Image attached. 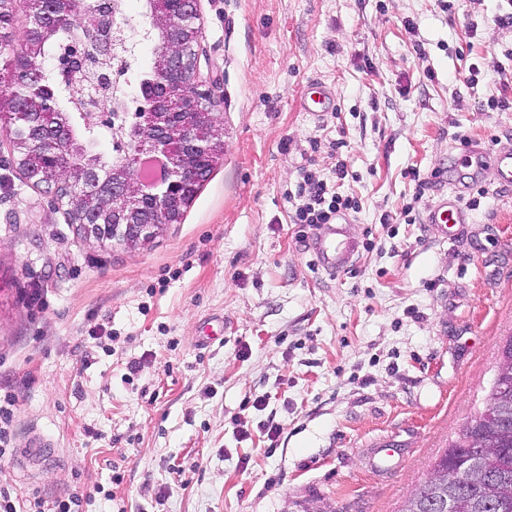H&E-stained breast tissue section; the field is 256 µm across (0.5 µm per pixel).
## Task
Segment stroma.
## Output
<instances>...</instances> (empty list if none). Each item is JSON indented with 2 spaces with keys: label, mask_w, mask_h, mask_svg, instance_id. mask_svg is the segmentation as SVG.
I'll return each mask as SVG.
<instances>
[{
  "label": "stroma",
  "mask_w": 512,
  "mask_h": 512,
  "mask_svg": "<svg viewBox=\"0 0 512 512\" xmlns=\"http://www.w3.org/2000/svg\"><path fill=\"white\" fill-rule=\"evenodd\" d=\"M452 2L201 0L224 158L141 248L84 240L0 142V489L18 512H400L512 337V190L489 165L453 172L457 133L512 152V0ZM315 83L334 95L319 117ZM414 167L441 172L419 200ZM305 169L361 202L351 272L322 271L317 229L292 221ZM451 193L468 222L449 239L426 214ZM33 437L52 452L28 455ZM379 438L406 455L374 472Z\"/></svg>",
  "instance_id": "35a3bbf8"
}]
</instances>
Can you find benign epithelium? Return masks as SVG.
<instances>
[{
  "instance_id": "7a95c632",
  "label": "benign epithelium",
  "mask_w": 512,
  "mask_h": 512,
  "mask_svg": "<svg viewBox=\"0 0 512 512\" xmlns=\"http://www.w3.org/2000/svg\"><path fill=\"white\" fill-rule=\"evenodd\" d=\"M198 2L166 0L165 9L150 13L149 27L159 31L161 38L155 65L167 72L169 81L153 89L130 117L99 111L112 101V71L104 68L115 49L108 0H93L87 9L92 23L83 27L79 42L58 57L56 64L50 65L46 56L35 54L15 73L17 83L30 87L41 84L48 73L55 77L56 95L13 100L27 116L29 145L49 153L54 160L51 179L37 182L27 176L25 180L53 198L67 224L71 223L69 209L62 198L68 196L77 203L87 195L95 196L100 203L96 217L105 223L83 225L81 235L89 242L102 245L108 238L129 248L150 242L171 224L172 203L203 181L206 168L221 161L214 149L224 144V128L215 112L213 91L203 88L201 63H209V58L202 48L204 25ZM77 6L78 0H35L34 8L28 11L27 32L71 28ZM73 73L88 84L85 96L73 100L87 128L129 125L139 131L122 141L123 163L111 167L102 178L98 177V166L80 165L73 159L67 125L45 129L37 122L41 112L55 108L56 96L71 92ZM191 126L202 128L201 137L188 143L181 153H171L169 141Z\"/></svg>"
}]
</instances>
